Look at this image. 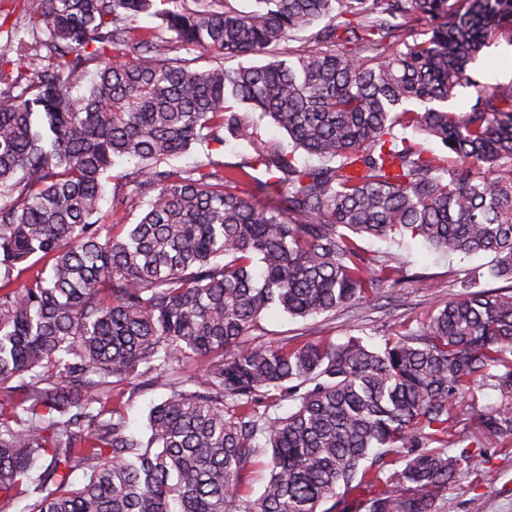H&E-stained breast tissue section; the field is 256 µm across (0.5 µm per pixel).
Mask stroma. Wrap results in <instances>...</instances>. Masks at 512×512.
<instances>
[{"instance_id":"1","label":"stroma","mask_w":512,"mask_h":512,"mask_svg":"<svg viewBox=\"0 0 512 512\" xmlns=\"http://www.w3.org/2000/svg\"><path fill=\"white\" fill-rule=\"evenodd\" d=\"M472 84L458 88L450 105L464 112L477 98V86L495 87L512 83V43L500 41L481 52L467 67ZM363 247L373 256H391L403 264L407 278L395 287L384 288L374 305L355 304L333 314L315 318H292L271 310L261 324L265 340L288 339L297 343L325 337L342 342L350 336L371 346L382 345L388 337L416 326L419 319L456 297L467 285V273L488 266L490 255L449 256L420 241L402 243L366 238ZM480 498L482 512H512V436L484 440L479 455L465 465L457 481L440 502L441 512H471V501Z\"/></svg>"}]
</instances>
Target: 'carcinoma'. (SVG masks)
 I'll return each instance as SVG.
<instances>
[{
  "label": "carcinoma",
  "instance_id": "obj_1",
  "mask_svg": "<svg viewBox=\"0 0 512 512\" xmlns=\"http://www.w3.org/2000/svg\"><path fill=\"white\" fill-rule=\"evenodd\" d=\"M9 2L0 512H439L471 458L448 454L466 387L512 396V294L469 291L380 350L255 332L273 306L313 317L400 282L367 236L489 253L488 276L512 281V84L447 106L468 64L512 41V0ZM264 117L288 145L261 138ZM226 133L241 162L174 164ZM122 157L135 169L111 174ZM156 385L169 394L142 439L125 397ZM469 408L474 447L512 435V407Z\"/></svg>",
  "mask_w": 512,
  "mask_h": 512
}]
</instances>
